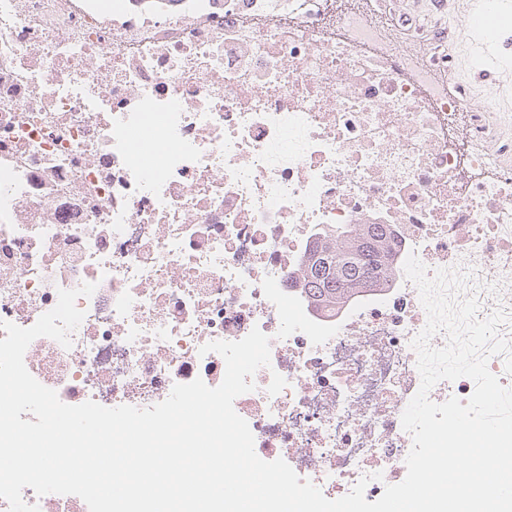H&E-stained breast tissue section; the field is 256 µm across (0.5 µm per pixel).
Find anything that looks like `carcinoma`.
Masks as SVG:
<instances>
[{
    "label": "carcinoma",
    "mask_w": 512,
    "mask_h": 512,
    "mask_svg": "<svg viewBox=\"0 0 512 512\" xmlns=\"http://www.w3.org/2000/svg\"><path fill=\"white\" fill-rule=\"evenodd\" d=\"M397 244L380 224L352 231L329 229L302 260L298 288L319 306L332 309L366 288L388 285Z\"/></svg>",
    "instance_id": "1"
}]
</instances>
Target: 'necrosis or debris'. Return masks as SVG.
Masks as SVG:
<instances>
[{
  "mask_svg": "<svg viewBox=\"0 0 512 512\" xmlns=\"http://www.w3.org/2000/svg\"><path fill=\"white\" fill-rule=\"evenodd\" d=\"M374 0H0V321L62 289L71 347L24 362L69 405L218 386L203 345L270 337L235 411L326 498L406 476L427 313L404 272H457L512 342V113ZM381 224L387 287L338 312L291 282L323 228Z\"/></svg>",
  "mask_w": 512,
  "mask_h": 512,
  "instance_id": "4bbe7bcc",
  "label": "necrosis or debris"
}]
</instances>
